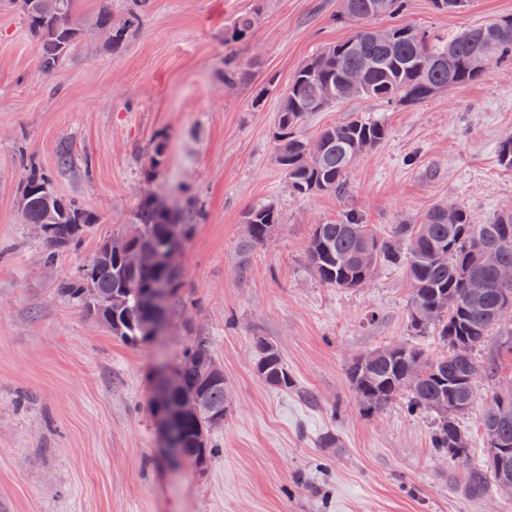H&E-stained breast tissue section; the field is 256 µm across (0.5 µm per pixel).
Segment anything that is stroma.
<instances>
[{
	"mask_svg": "<svg viewBox=\"0 0 512 512\" xmlns=\"http://www.w3.org/2000/svg\"><path fill=\"white\" fill-rule=\"evenodd\" d=\"M258 1L250 38L225 42V24ZM105 5L117 23L139 13L115 48L92 29ZM341 10V0H76L85 34L46 77L20 11L0 5V512H512V494L496 486L478 499L466 491L486 446L482 415L512 385V358L479 379L460 419L470 460L449 463L431 446L434 415L409 414L402 398L363 414L347 375L354 359L394 343L444 354L433 337L411 336L405 268L379 266L368 286L343 290L322 285L306 262L314 225L350 212L386 236L441 201L476 224L512 209V170L497 157L512 137V67L489 66L479 82L417 105L353 99L312 113L301 130L309 138L373 113L389 135L358 161L347 197L293 198L274 161L281 93L317 49L351 34ZM510 14L512 0H470L454 15L406 0L395 20L452 34ZM235 66L248 82L231 79ZM31 159L58 195L95 216L51 265L16 219ZM148 192L191 230L163 336L132 345L57 288L105 236L134 223ZM263 202L281 221L241 261L244 216ZM199 334L231 404L212 457L176 468L158 448L155 376ZM259 336L277 346L293 389L257 377ZM328 433L335 447H323Z\"/></svg>",
	"mask_w": 512,
	"mask_h": 512,
	"instance_id": "1",
	"label": "stroma"
}]
</instances>
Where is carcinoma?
<instances>
[{
  "label": "carcinoma",
  "mask_w": 512,
  "mask_h": 512,
  "mask_svg": "<svg viewBox=\"0 0 512 512\" xmlns=\"http://www.w3.org/2000/svg\"><path fill=\"white\" fill-rule=\"evenodd\" d=\"M405 0H343L342 17L349 23L390 17L403 11ZM75 0H20L25 23L39 45L40 70L61 68L83 36L73 20ZM258 13L242 14L224 27V40L239 42L252 33ZM99 30L112 32L111 45L126 37L129 24H112V12L101 11ZM512 66V16L450 36L392 24L383 29L360 27L305 61L282 94L274 132L275 159L298 199L318 194L338 198L350 192L349 174L359 157L388 135L385 120L375 115L356 116L320 130L317 150L299 129L314 112L351 98L391 105H416L452 84L468 86L484 76L490 64ZM360 75L355 85L351 74ZM20 196L28 210L27 223L46 245V262L81 243L95 217L77 197H61L53 176L35 163L27 164ZM275 205L263 204L245 214L240 253L246 258L265 244L278 224ZM141 234L120 238L112 255L92 257L75 281L61 282L59 294L81 304L108 324L112 335L135 344L147 336L150 318L148 293L154 283L171 285L169 298L179 288L181 271L174 267L127 266L126 252L166 249L168 217L147 197L136 212ZM307 263L325 286L341 289L366 287L378 264H406L411 288L408 320L417 336L435 334L448 355L428 357L422 350L395 344L350 363L348 376L359 398L360 411L376 413L398 396L409 395L411 409L435 414L433 447L451 461L465 462L472 452L469 437L458 418L477 393L475 371L493 377L498 357L479 364L473 351L485 347L490 331L501 324L500 311L512 300V281L501 272L512 270V211H501L484 224H473L465 207L436 204L418 224H397L388 237L370 233L354 213L336 224L313 227ZM256 375L268 386H294L276 346L255 340ZM210 341L194 338L180 362V388L173 399L196 396L202 408L179 423V444L186 461L210 457L211 417L226 412L229 400L224 374L214 372ZM491 409L482 418L487 445L482 467L470 471L467 491L482 497L489 483L512 482V391L492 395Z\"/></svg>",
  "instance_id": "carcinoma-1"
}]
</instances>
